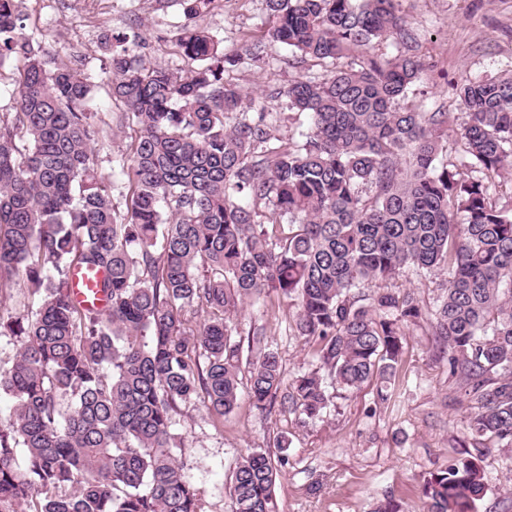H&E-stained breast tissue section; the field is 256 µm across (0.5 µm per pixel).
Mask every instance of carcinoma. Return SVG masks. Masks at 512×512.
Instances as JSON below:
<instances>
[{"instance_id": "obj_1", "label": "carcinoma", "mask_w": 512, "mask_h": 512, "mask_svg": "<svg viewBox=\"0 0 512 512\" xmlns=\"http://www.w3.org/2000/svg\"><path fill=\"white\" fill-rule=\"evenodd\" d=\"M182 2L202 18L215 0ZM265 2L243 56L185 26L188 68L149 67L137 41L112 37L116 120L140 129L116 184L98 169L104 129L84 64L46 59L16 0H0V66L24 60L19 107L0 116V287L40 297L32 316L0 319L1 336L21 338L0 371L15 401L0 427V512H203L174 416L197 402L225 416L244 391L303 425L335 398L322 370L338 390L390 383L424 311L389 287L408 267L444 277L431 328L469 398V438L512 450V195L493 194L512 171V74L458 83L462 123L421 112L407 98L422 62L374 52L410 39L400 0ZM282 48L325 65L357 58L251 99L225 80ZM285 110L310 118L286 141L274 133ZM80 266L106 272L105 310L73 300ZM272 294L295 307L316 367L289 379L264 349L244 380L234 318ZM289 449L280 435L274 452L237 460L230 512H276ZM485 489L470 455L423 493L429 512H475Z\"/></svg>"}]
</instances>
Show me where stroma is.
I'll use <instances>...</instances> for the list:
<instances>
[{"label": "stroma", "instance_id": "1", "mask_svg": "<svg viewBox=\"0 0 512 512\" xmlns=\"http://www.w3.org/2000/svg\"><path fill=\"white\" fill-rule=\"evenodd\" d=\"M26 35L48 55L78 58L95 85L91 109L111 130L97 152L100 170L122 182L112 159L131 140L132 129L116 124L122 107L108 93L112 81V35L124 32L145 41L142 56L150 66L182 67L176 46L187 25L178 0H21ZM408 20L412 52L423 72L409 93L410 103L430 112L438 105L459 112L454 86L465 78L512 71V0H401ZM266 20L265 0H220L201 22L222 39L224 50L243 52L248 35L259 33ZM281 50L269 66L239 65L227 75L249 95L283 88L301 73L315 76L325 69L308 60L294 64ZM293 310L287 300L256 303L238 316L240 332L265 327L267 347L277 351L287 373L312 364L311 353L291 332ZM428 324L411 327L390 399L376 402V384L344 392L322 418L299 425L294 415L265 414L240 398L229 415L210 416L197 405L178 416L175 431L184 447L180 456L187 481L200 488L204 512H226L227 478L241 454L273 446L287 434L290 466L276 488L279 512H375L391 498L401 512H428L422 486L445 468L466 438L467 401L448 377V366L435 356ZM487 492L478 512H512V455L488 448L483 462Z\"/></svg>", "mask_w": 512, "mask_h": 512}]
</instances>
